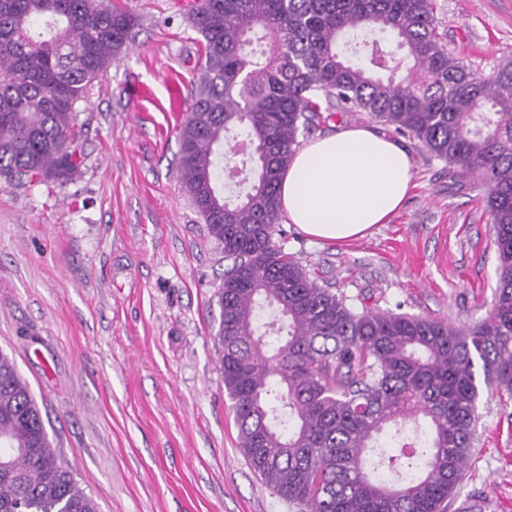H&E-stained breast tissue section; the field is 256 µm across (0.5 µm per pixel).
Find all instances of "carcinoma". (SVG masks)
<instances>
[{
	"mask_svg": "<svg viewBox=\"0 0 512 512\" xmlns=\"http://www.w3.org/2000/svg\"><path fill=\"white\" fill-rule=\"evenodd\" d=\"M204 63L178 140L181 183L224 246L216 337L238 442L298 512H447L478 442L483 392L512 400V63L482 79L442 45L433 0H200ZM138 19L110 0H0V183H62L76 117ZM359 32L364 60L347 56ZM338 112L417 140L478 177L498 253L489 316L457 326L360 311L277 243L280 183ZM236 132L253 181L219 189ZM273 307L262 326L256 312ZM0 512H99L0 352Z\"/></svg>",
	"mask_w": 512,
	"mask_h": 512,
	"instance_id": "1",
	"label": "carcinoma"
}]
</instances>
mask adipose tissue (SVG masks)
Masks as SVG:
<instances>
[{
	"label": "adipose tissue",
	"mask_w": 512,
	"mask_h": 512,
	"mask_svg": "<svg viewBox=\"0 0 512 512\" xmlns=\"http://www.w3.org/2000/svg\"><path fill=\"white\" fill-rule=\"evenodd\" d=\"M409 156L399 142L348 127L294 153L281 184L291 223L323 240H351L386 223L410 188Z\"/></svg>",
	"instance_id": "obj_1"
}]
</instances>
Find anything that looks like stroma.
I'll use <instances>...</instances> for the list:
<instances>
[{"mask_svg": "<svg viewBox=\"0 0 512 512\" xmlns=\"http://www.w3.org/2000/svg\"><path fill=\"white\" fill-rule=\"evenodd\" d=\"M139 24L80 103L64 184L0 186V351L100 512H295L250 468L220 370L224 247L182 188L173 86L190 97L194 0H119ZM443 43L483 78L512 62V0H434ZM145 87L144 97L130 94ZM402 207L365 237L284 247L355 307L484 320L497 249L485 189L404 138ZM480 443L448 512H512V404L482 396Z\"/></svg>", "mask_w": 512, "mask_h": 512, "instance_id": "35a3bbf8", "label": "stroma"}]
</instances>
